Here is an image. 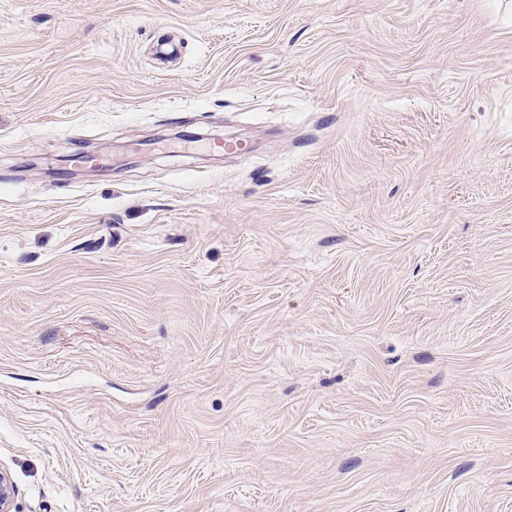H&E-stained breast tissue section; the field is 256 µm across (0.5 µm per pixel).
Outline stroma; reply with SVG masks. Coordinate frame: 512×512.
I'll use <instances>...</instances> for the list:
<instances>
[{
	"label": "stroma",
	"instance_id": "stroma-1",
	"mask_svg": "<svg viewBox=\"0 0 512 512\" xmlns=\"http://www.w3.org/2000/svg\"><path fill=\"white\" fill-rule=\"evenodd\" d=\"M0 469L512 512V0H0Z\"/></svg>",
	"mask_w": 512,
	"mask_h": 512
}]
</instances>
